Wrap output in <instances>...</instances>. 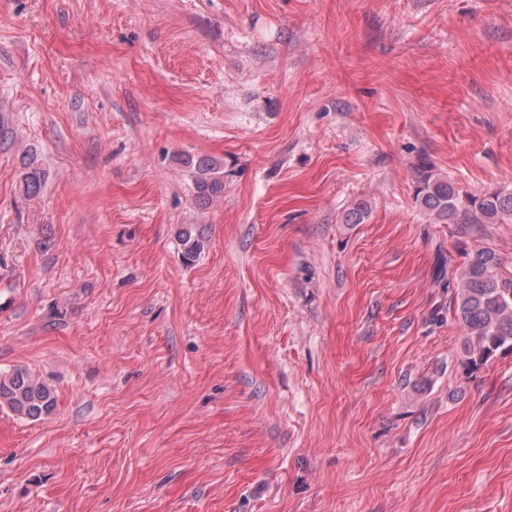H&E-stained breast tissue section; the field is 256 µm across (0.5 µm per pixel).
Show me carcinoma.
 Wrapping results in <instances>:
<instances>
[{
    "label": "carcinoma",
    "instance_id": "1",
    "mask_svg": "<svg viewBox=\"0 0 512 512\" xmlns=\"http://www.w3.org/2000/svg\"><path fill=\"white\" fill-rule=\"evenodd\" d=\"M24 169V193L34 195L45 181V172L33 159L24 163ZM217 174L216 165L198 163L195 188L200 198L205 200L224 189ZM414 200L422 210L448 224H495L506 217L512 219V192L472 195L430 171L420 174ZM177 237L187 263L194 262L205 249L206 239L193 225L180 226ZM454 273L458 288L455 313L468 335L464 364L476 367L499 354L512 353V272L502 270L494 252L477 248L464 253ZM4 406L19 418L36 420L54 411L56 396L40 376L17 366L0 373V408Z\"/></svg>",
    "mask_w": 512,
    "mask_h": 512
}]
</instances>
